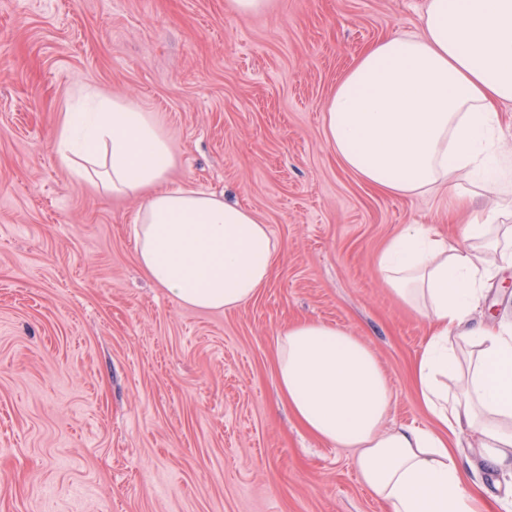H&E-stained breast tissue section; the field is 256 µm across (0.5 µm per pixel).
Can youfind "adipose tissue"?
Returning <instances> with one entry per match:
<instances>
[{"instance_id": "obj_1", "label": "adipose tissue", "mask_w": 512, "mask_h": 512, "mask_svg": "<svg viewBox=\"0 0 512 512\" xmlns=\"http://www.w3.org/2000/svg\"><path fill=\"white\" fill-rule=\"evenodd\" d=\"M512 103V0H425L417 32L367 47L330 96L324 135L341 164L397 196L448 189L453 212H471L460 251L422 224L396 235L377 260L383 282L421 314L430 340L412 376L431 424L387 423L392 393L371 346L334 325L301 320L276 343L281 399L319 440L355 452L359 479L390 512H486L465 465L512 474V326L475 319L496 261L512 263V156L499 151L501 113ZM60 164L142 203L137 259L180 304L239 308L273 274L277 243L248 207L168 184L175 163L149 113L100 98L65 114ZM494 197L472 212L458 179Z\"/></svg>"}]
</instances>
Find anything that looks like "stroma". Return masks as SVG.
Wrapping results in <instances>:
<instances>
[{"label":"stroma","mask_w":512,"mask_h":512,"mask_svg":"<svg viewBox=\"0 0 512 512\" xmlns=\"http://www.w3.org/2000/svg\"><path fill=\"white\" fill-rule=\"evenodd\" d=\"M424 0H0V512H389L351 449L278 397L275 347L311 319L365 340L390 422L425 426L410 369L428 325L377 258L410 224L467 249L448 194L379 192L323 135L326 101L368 45L417 30ZM152 113L175 187L252 209L278 244L259 294L180 305L141 270L139 199L57 159L87 91Z\"/></svg>","instance_id":"35a3bbf8"}]
</instances>
